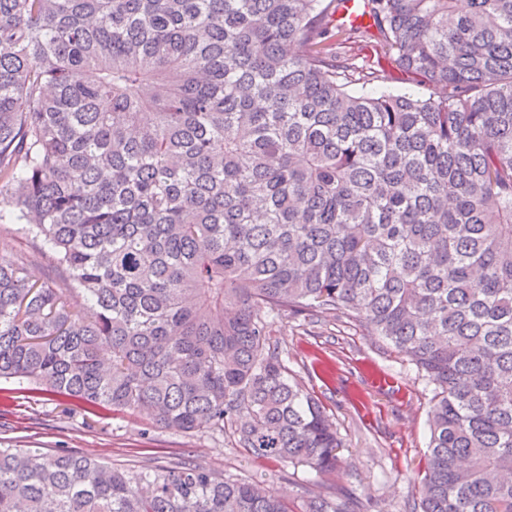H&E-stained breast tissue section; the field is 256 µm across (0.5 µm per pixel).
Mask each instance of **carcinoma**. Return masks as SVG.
Returning a JSON list of instances; mask_svg holds the SVG:
<instances>
[{
  "label": "carcinoma",
  "mask_w": 512,
  "mask_h": 512,
  "mask_svg": "<svg viewBox=\"0 0 512 512\" xmlns=\"http://www.w3.org/2000/svg\"><path fill=\"white\" fill-rule=\"evenodd\" d=\"M342 0H0V379L336 469L270 346L351 319L433 385L420 512H512V0H368L396 76L357 93ZM0 512H295L265 479L0 447ZM302 512H350L318 494ZM385 88H388L397 93H407L417 96H428L433 91V89L429 86L417 85L416 83L410 81L391 82L390 80H388L387 82L378 79V81H371L370 84L366 85V89L372 93H378ZM24 224L16 220L13 211H6L0 219V256L24 259L26 274L31 279L46 280L50 275V254L23 231Z\"/></svg>",
  "instance_id": "obj_1"
}]
</instances>
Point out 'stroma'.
I'll list each match as a JSON object with an SVG mask.
<instances>
[{
  "instance_id": "35a3bbf8",
  "label": "stroma",
  "mask_w": 512,
  "mask_h": 512,
  "mask_svg": "<svg viewBox=\"0 0 512 512\" xmlns=\"http://www.w3.org/2000/svg\"><path fill=\"white\" fill-rule=\"evenodd\" d=\"M331 40L359 66L378 70L383 50L376 29L353 37L343 26ZM0 256L23 259L30 278L43 280L50 273L49 254L10 211L0 215ZM271 342L290 374L335 418L343 446L332 474L322 477L247 455L227 433H181L129 414L93 415L15 379L0 380V445L51 455L72 451L142 471L191 460L227 476L269 480L298 503L333 492L351 505H367L368 512H413L429 453L433 396L415 365L344 319L281 317Z\"/></svg>"
}]
</instances>
